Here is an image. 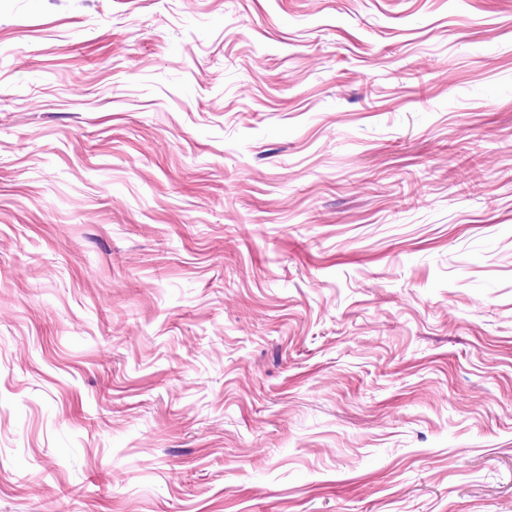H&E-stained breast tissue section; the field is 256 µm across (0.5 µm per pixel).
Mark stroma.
Returning <instances> with one entry per match:
<instances>
[{
  "label": "stroma",
  "instance_id": "obj_1",
  "mask_svg": "<svg viewBox=\"0 0 512 512\" xmlns=\"http://www.w3.org/2000/svg\"><path fill=\"white\" fill-rule=\"evenodd\" d=\"M0 512H512V0H0Z\"/></svg>",
  "mask_w": 512,
  "mask_h": 512
}]
</instances>
